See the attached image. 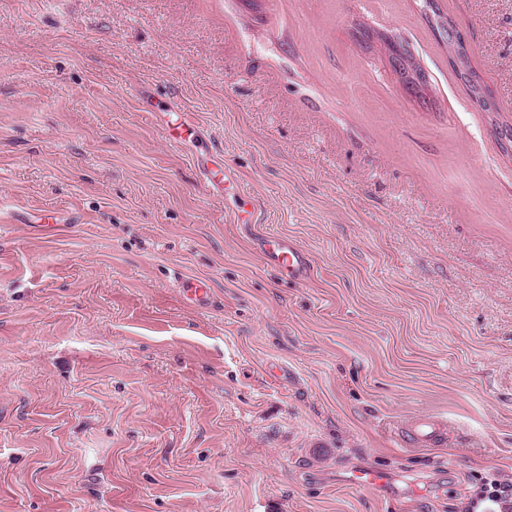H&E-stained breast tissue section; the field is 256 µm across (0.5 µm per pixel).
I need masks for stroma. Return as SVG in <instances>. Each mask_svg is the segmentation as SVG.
Here are the masks:
<instances>
[{"label":"stroma","instance_id":"1","mask_svg":"<svg viewBox=\"0 0 512 512\" xmlns=\"http://www.w3.org/2000/svg\"><path fill=\"white\" fill-rule=\"evenodd\" d=\"M437 4L492 111L422 0H0V512H464L512 478V0ZM355 29L359 34V37L362 38L361 41L365 44L367 49H371L373 47V45L370 43L373 33L379 35L382 41L380 45H383L384 49L388 50L389 55H391L394 70L398 64L397 62H399V64L402 65V69H405L406 71L411 73H419V71H421L420 65L416 62L415 58L408 50L403 48V51H401L400 47H397V44H394L392 41L388 42L386 37L383 39V37H381L379 34L380 31L371 29L361 22L355 24ZM262 254L267 265L283 270L294 280H305L311 274L307 254L287 239H265ZM179 288H182L184 297L196 304H205L211 295L210 282L201 277L186 278L180 281ZM447 425L436 417L419 416L406 427L409 441L420 446L431 447L440 444L447 434ZM387 472L375 467H365L352 471L345 480L348 484L358 487H378L388 480Z\"/></svg>","mask_w":512,"mask_h":512}]
</instances>
